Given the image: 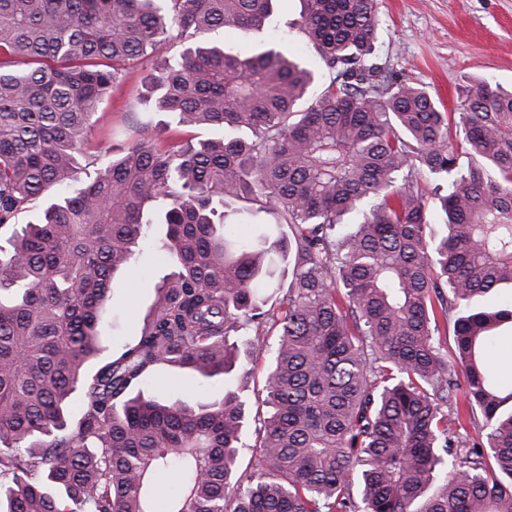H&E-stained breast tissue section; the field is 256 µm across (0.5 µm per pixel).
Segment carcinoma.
I'll use <instances>...</instances> for the list:
<instances>
[{"instance_id":"cac0c4a2","label":"carcinoma","mask_w":512,"mask_h":512,"mask_svg":"<svg viewBox=\"0 0 512 512\" xmlns=\"http://www.w3.org/2000/svg\"><path fill=\"white\" fill-rule=\"evenodd\" d=\"M276 2L0 0V512H512V380L487 363L512 309H473L512 289V88L476 81L449 118L373 56L377 0H300L318 70L278 43L204 40L262 33ZM173 39L146 101L211 137L160 150L139 126L87 155L127 65ZM429 180L447 188L440 237ZM155 225L170 272L139 338L105 356L112 279ZM269 324L243 477L231 383L249 369L229 337ZM162 367L222 375L224 397L145 396ZM454 425L477 436L464 454Z\"/></svg>"}]
</instances>
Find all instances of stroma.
I'll return each mask as SVG.
<instances>
[{
	"label": "stroma",
	"instance_id": "1",
	"mask_svg": "<svg viewBox=\"0 0 512 512\" xmlns=\"http://www.w3.org/2000/svg\"><path fill=\"white\" fill-rule=\"evenodd\" d=\"M380 24L375 53L386 70L401 79L422 85L439 98L442 111H457L466 86L475 79L512 87V0H377ZM299 0H279L269 20V38H279L292 54L306 53L299 30ZM148 64L138 61L128 69V78L100 107V119L87 137V152L105 156L126 143V121L135 117L155 123L161 116L142 105L141 79ZM139 273L116 276L113 302L103 312V343L118 351L140 334L145 316L156 299V288L168 268L153 247L137 255ZM278 340L276 328H268L265 346L251 364L247 388L252 397L247 427V450L240 457L241 469L253 470L256 431L267 415L262 403L265 370ZM155 398L176 396L189 404L212 402L224 395V380L205 379L189 370L163 369L145 390Z\"/></svg>",
	"mask_w": 512,
	"mask_h": 512
}]
</instances>
